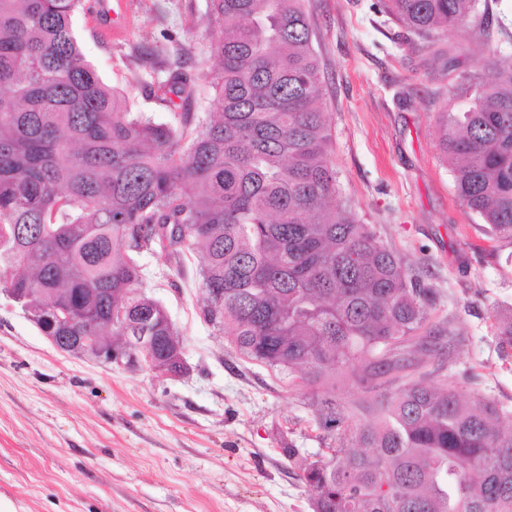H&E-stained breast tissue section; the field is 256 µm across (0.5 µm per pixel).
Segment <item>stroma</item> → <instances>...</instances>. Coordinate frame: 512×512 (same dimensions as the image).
<instances>
[{"label": "stroma", "instance_id": "1", "mask_svg": "<svg viewBox=\"0 0 512 512\" xmlns=\"http://www.w3.org/2000/svg\"><path fill=\"white\" fill-rule=\"evenodd\" d=\"M120 38L101 36L78 13L75 33L101 76L141 110L170 117L155 93L173 66L195 80L187 112H207L206 76L219 32L207 0H125ZM375 0H306L324 77L341 201L405 256L435 288L431 322L453 320L458 342L435 338L449 362L431 379L494 399L512 415V350L487 311L512 303L507 248L459 202L438 146L437 114L462 107L457 87L503 46L492 0L471 49L454 67L417 51ZM152 52L155 71L133 48ZM143 289L166 308L182 339L179 376L132 370L58 351L0 292V512H312L301 458L324 452L312 394L240 355L200 316L201 255L174 264L143 255ZM295 448L297 456L286 453Z\"/></svg>", "mask_w": 512, "mask_h": 512}]
</instances>
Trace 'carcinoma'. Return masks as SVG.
I'll return each instance as SVG.
<instances>
[{
    "instance_id": "cac0c4a2",
    "label": "carcinoma",
    "mask_w": 512,
    "mask_h": 512,
    "mask_svg": "<svg viewBox=\"0 0 512 512\" xmlns=\"http://www.w3.org/2000/svg\"><path fill=\"white\" fill-rule=\"evenodd\" d=\"M479 0H378L380 12L453 63ZM82 0H0V288L54 299L65 336H162L148 368L183 344L141 290L140 257L198 252L215 309L202 319L241 355L315 390L330 453L301 461L313 512H512V427L495 401L443 368L434 289L338 200L323 75L304 0H208L220 37L214 110L179 112L197 84L159 85L157 122L102 80L74 30ZM461 40L445 46L438 35ZM463 77L465 107L439 115L457 197L512 245V55ZM125 311L116 324L109 308ZM96 321L84 322V311ZM512 349V304L489 311ZM363 397L336 403V384Z\"/></svg>"
}]
</instances>
